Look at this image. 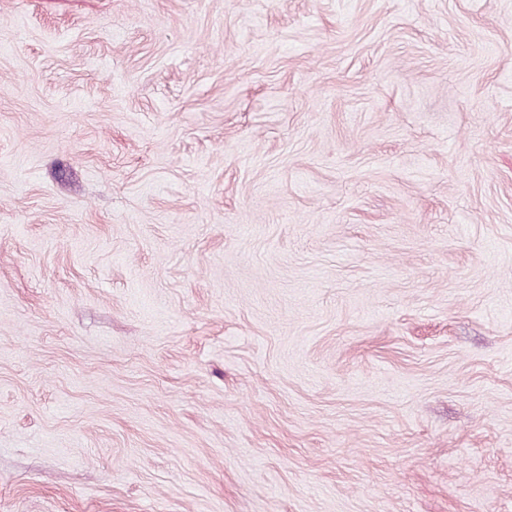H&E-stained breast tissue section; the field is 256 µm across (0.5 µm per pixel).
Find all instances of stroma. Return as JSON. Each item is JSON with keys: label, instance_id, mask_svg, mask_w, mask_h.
Listing matches in <instances>:
<instances>
[{"label": "stroma", "instance_id": "obj_1", "mask_svg": "<svg viewBox=\"0 0 512 512\" xmlns=\"http://www.w3.org/2000/svg\"><path fill=\"white\" fill-rule=\"evenodd\" d=\"M0 512H512V0H0Z\"/></svg>", "mask_w": 512, "mask_h": 512}]
</instances>
